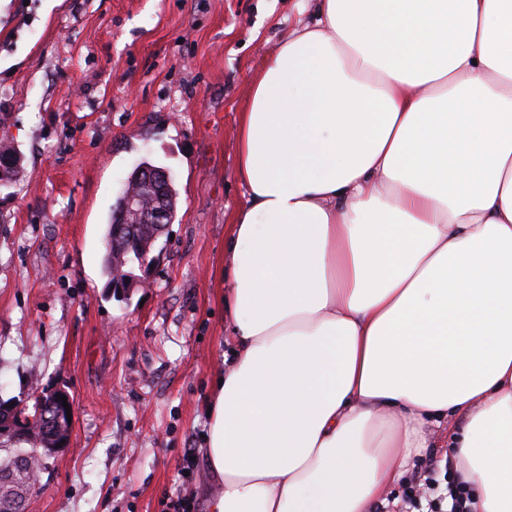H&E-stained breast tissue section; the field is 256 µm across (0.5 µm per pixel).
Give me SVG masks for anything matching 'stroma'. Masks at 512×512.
<instances>
[{
  "label": "stroma",
  "instance_id": "stroma-1",
  "mask_svg": "<svg viewBox=\"0 0 512 512\" xmlns=\"http://www.w3.org/2000/svg\"><path fill=\"white\" fill-rule=\"evenodd\" d=\"M312 0H0V399L75 402L73 448L27 512H206L207 399L230 339L224 238L245 189L238 119ZM177 213L147 285L103 271L112 207L142 161ZM19 156L16 149L7 143L0 144V182L12 180L18 173Z\"/></svg>",
  "mask_w": 512,
  "mask_h": 512
}]
</instances>
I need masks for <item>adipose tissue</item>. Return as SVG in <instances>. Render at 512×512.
Here are the masks:
<instances>
[{"label": "adipose tissue", "mask_w": 512, "mask_h": 512, "mask_svg": "<svg viewBox=\"0 0 512 512\" xmlns=\"http://www.w3.org/2000/svg\"><path fill=\"white\" fill-rule=\"evenodd\" d=\"M237 177L208 512H371L433 426L512 512V0H317Z\"/></svg>", "instance_id": "obj_1"}]
</instances>
